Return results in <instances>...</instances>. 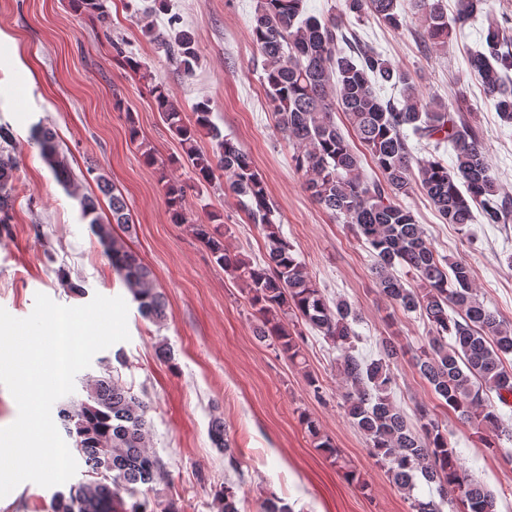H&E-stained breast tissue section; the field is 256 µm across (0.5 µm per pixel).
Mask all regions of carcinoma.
<instances>
[{
    "label": "carcinoma",
    "mask_w": 512,
    "mask_h": 512,
    "mask_svg": "<svg viewBox=\"0 0 512 512\" xmlns=\"http://www.w3.org/2000/svg\"><path fill=\"white\" fill-rule=\"evenodd\" d=\"M343 2L342 16L322 21L306 15L304 0H257L251 34L277 130L296 144L291 162L304 176L306 190L330 216L351 225L356 238L375 256L372 273L381 293L426 322L427 336L415 356L421 376L448 410L483 431L485 447L498 448L502 438L512 440V422L504 421L488 394L495 393L502 405L512 407V372L504 367L505 357L512 355V325L480 299L466 260L435 252L401 198L419 189L446 223L465 225L476 212L487 224L512 223V196L503 194L491 175L480 125L473 115L464 114L462 104L451 108L424 96L410 71L395 67L369 46L358 44L346 53L337 49V41L343 18L351 14L359 20L373 17L394 31L414 25L427 42L440 47L448 46L453 32L480 19L481 48L470 51L469 70L500 119L511 124L512 44L507 31L512 19L485 8L487 0H456L451 17L439 0H414L409 16L400 0ZM71 4L107 24L101 0H71ZM179 22L176 14L168 18L171 36L156 34L151 27L148 33L166 45L179 70L190 75L198 52L191 34L175 29ZM386 85L399 90L401 105L379 95L378 88ZM150 93L180 140L193 179L211 184L216 173L223 172L227 189L249 200L248 216L261 226L265 261L255 266L227 252L218 229L194 225L197 238L216 263L248 289L261 318L256 334L281 348L293 362L301 357L298 326L302 323L336 346L338 370L346 385L344 413L364 436L372 458L406 495L410 512H443L445 504L460 506L461 512H496V495L466 473L448 433L429 408H417L416 429L392 400L394 347H383L380 357L372 360L355 354L359 340L355 309L344 299L328 300L281 235L262 175L250 154L215 126L210 101L194 105L195 120L188 125L164 83H155ZM339 111L381 177H363L359 155L336 124ZM202 131L213 142L208 152L197 144ZM411 134L420 141L450 146L452 164L436 156L416 157L408 144ZM33 140L56 180L74 186L67 157L58 150L54 134L38 126ZM12 143L10 128L0 125V224L11 220L14 204L18 164L10 151ZM165 191L173 220L187 221L181 186L169 180ZM79 204L82 218L89 220L140 315L152 322L164 320L166 305L152 286V271L113 233L115 224L130 228L124 199L112 195V218L107 221L99 215L96 197L83 195ZM399 268L416 286L397 275ZM450 308L457 310V317L449 316ZM86 391L90 403L62 408L59 415L91 478L54 493L52 512H180L176 500L162 490L169 484L167 474L148 451V405L110 373L88 378ZM302 422L317 447L338 461L335 445L321 434L315 419L304 415ZM210 434L214 444L224 449L228 466L238 469L224 421L214 418ZM418 477L436 485L439 499L413 495ZM215 497L218 512H241L233 486H224Z\"/></svg>",
    "instance_id": "carcinoma-1"
}]
</instances>
